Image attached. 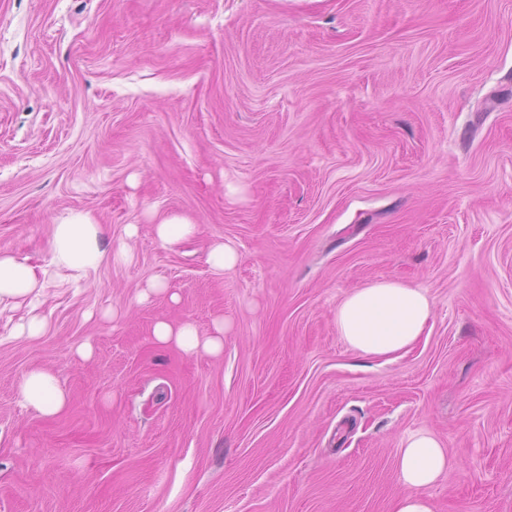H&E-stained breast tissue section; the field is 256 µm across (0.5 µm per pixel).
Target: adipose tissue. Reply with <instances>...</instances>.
<instances>
[{
    "label": "adipose tissue",
    "mask_w": 512,
    "mask_h": 512,
    "mask_svg": "<svg viewBox=\"0 0 512 512\" xmlns=\"http://www.w3.org/2000/svg\"><path fill=\"white\" fill-rule=\"evenodd\" d=\"M102 225L89 213L70 211L53 226L50 259L36 266L6 249L0 250V315L18 306L28 308L26 318L12 323L11 336L36 338L46 330L40 309L47 291L68 283L90 280L106 253L99 240ZM433 315V304L425 289L396 279L370 282L348 292L338 303L336 331L350 348L369 358L391 361L407 352L423 336ZM223 323L214 335L199 336L192 324L164 320L153 327L155 340L187 353L219 352L223 347ZM21 404L43 415L58 413L65 396L56 378L43 370L29 372L20 387ZM448 452L430 431L410 433L399 452L398 471L403 487L393 512H434L426 489L447 471Z\"/></svg>",
    "instance_id": "1"
}]
</instances>
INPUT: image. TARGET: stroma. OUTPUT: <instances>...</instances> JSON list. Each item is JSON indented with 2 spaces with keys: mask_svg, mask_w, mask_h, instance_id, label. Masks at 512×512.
<instances>
[{
  "mask_svg": "<svg viewBox=\"0 0 512 512\" xmlns=\"http://www.w3.org/2000/svg\"><path fill=\"white\" fill-rule=\"evenodd\" d=\"M72 210L108 258L42 336L0 321V512H391L421 429L435 512H512V0H0V249L44 264ZM383 279L433 302L391 362L334 321ZM194 224L179 216L164 219L155 225V233L158 239L166 246L174 247L180 244L186 237L192 234ZM239 259L236 248L224 241L213 242L207 252V262L217 270H224L234 266ZM216 335L201 337L190 323L174 324L168 321H157L153 327L155 340L162 345H174L186 353H196L200 350L208 353H218L223 348L224 324H215ZM21 404L40 414L58 413L65 404V396L57 379L43 370H33L23 379L20 387Z\"/></svg>",
  "mask_w": 512,
  "mask_h": 512,
  "instance_id": "obj_1",
  "label": "stroma"
}]
</instances>
